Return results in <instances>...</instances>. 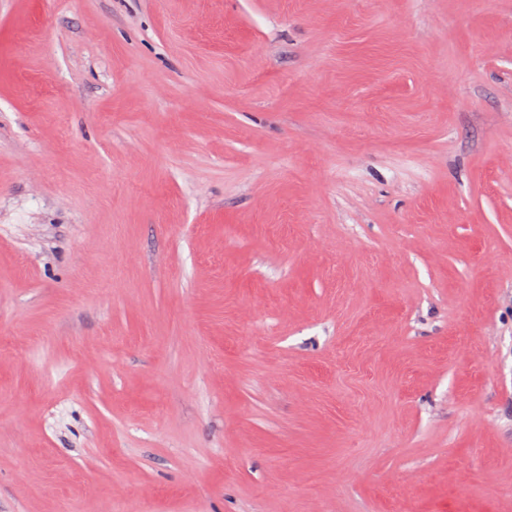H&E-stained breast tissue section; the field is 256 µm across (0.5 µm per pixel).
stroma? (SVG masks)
Returning a JSON list of instances; mask_svg holds the SVG:
<instances>
[{
	"instance_id": "obj_1",
	"label": "stroma",
	"mask_w": 512,
	"mask_h": 512,
	"mask_svg": "<svg viewBox=\"0 0 512 512\" xmlns=\"http://www.w3.org/2000/svg\"><path fill=\"white\" fill-rule=\"evenodd\" d=\"M0 512H512V0H0Z\"/></svg>"
}]
</instances>
